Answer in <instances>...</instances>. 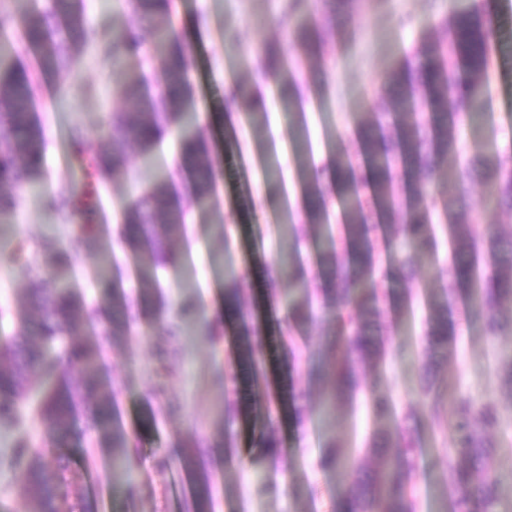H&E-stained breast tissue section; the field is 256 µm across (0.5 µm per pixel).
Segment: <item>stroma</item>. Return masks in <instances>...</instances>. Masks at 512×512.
Instances as JSON below:
<instances>
[{
    "instance_id": "1",
    "label": "stroma",
    "mask_w": 512,
    "mask_h": 512,
    "mask_svg": "<svg viewBox=\"0 0 512 512\" xmlns=\"http://www.w3.org/2000/svg\"><path fill=\"white\" fill-rule=\"evenodd\" d=\"M464 0H362L348 20V38L328 41L319 55L296 72L301 107L291 110L274 86L251 68V57L265 45L281 46L285 33L279 19L288 0H172L171 16L194 31L190 85L194 110L211 116L202 130L220 177L214 203L194 216L193 230L173 239L180 256L176 267L137 278L135 262L117 246L116 226L122 209L136 190L172 171L180 157V132L172 130L154 152L153 169H144L138 154H130L124 173L99 189L98 238L93 250L78 255L59 276L87 299L108 289L153 290L154 307L172 319L180 309L189 318L218 320L215 339L187 335L170 342L168 336L141 334L117 337L104 352V375L119 385L117 425L135 439L139 449L136 496L105 482L108 460L88 464L82 449L69 450L71 474L91 504V512H182L188 485L182 472L157 468L159 455L179 461L187 446L206 439L219 445L214 468L223 477L215 512H332L339 488L335 473L324 470L321 456L332 439L345 448L363 447L377 426L365 398L354 408L338 409L335 417L318 413L319 383L310 381L312 361L304 356L308 344L319 343L333 314L318 308L306 335L287 341L282 334L288 311L287 278L270 285L267 272L281 250L294 246L292 225L305 223V182L302 166H321L322 188L332 185L338 153L357 154V125L379 109L384 80L396 68L414 61L429 18L453 13ZM491 17L497 36L491 46L490 94L483 131L461 127L458 153L435 173L432 195L445 194L449 168L477 155L512 163V0H479ZM86 19L97 40L78 56L73 76L42 73L37 78V113L43 126L45 179L58 193L79 180L81 171L71 153L70 131L81 126L86 147H100V128L112 113L122 110L129 74L153 53L144 42L138 53H125L122 66L112 64L117 30L135 27L127 0H83ZM242 91L238 106H224L226 78ZM92 93H85V86ZM263 95L267 112L259 129L246 113L252 96ZM68 236L73 228L61 223L41 194L27 193L16 207L0 214V336L11 333L28 312L30 281L10 258L24 244L30 258H39V241L48 229ZM414 296L402 313L385 310L382 322L390 329L393 350L386 362L371 370L379 390L393 400L417 443L416 494L419 512H445L444 483L448 450L453 445L447 420L430 416L420 390L422 338L430 303L448 277L447 243L435 258H420ZM253 270L244 279L243 297L256 314L263 339L256 348L266 360L264 373L243 375L234 359L239 328L222 321L224 273ZM458 345L441 375L450 390L478 401H497L501 425L489 469L512 474V399L501 391L495 375L499 360L512 355V335L492 338L483 331L475 308L457 304L454 313ZM174 358H166L170 347ZM169 363L164 399L150 392L156 369ZM223 369V387L214 384ZM307 395L309 415L297 420L293 394ZM233 403L239 418L226 428L221 401ZM278 420L282 450L272 462L264 444L269 417Z\"/></svg>"
}]
</instances>
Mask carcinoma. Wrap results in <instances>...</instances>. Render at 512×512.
<instances>
[{"label":"carcinoma","mask_w":512,"mask_h":512,"mask_svg":"<svg viewBox=\"0 0 512 512\" xmlns=\"http://www.w3.org/2000/svg\"><path fill=\"white\" fill-rule=\"evenodd\" d=\"M129 5L138 29L122 32L118 42L135 52L140 32H146L164 75L163 86L150 93L143 73H134L126 91V107L112 113L104 143L96 153L85 151L83 132L74 129L71 142L83 179L48 203L75 231L65 240L44 239L47 267L37 274L24 246L16 249L19 269L31 281L30 315L13 335L0 341V426L21 425L29 411L44 426L46 446L35 449L19 440L0 455V466L22 472L15 494L26 503L27 512H89L61 449L82 443L91 434L95 435L92 454H109L112 471L126 476V494L132 496L138 489L132 478L138 449L114 426L120 389L102 376L101 349L90 347L78 335L87 328L101 342L109 343L138 324L149 301L144 296L118 298L106 292L89 302L55 274L56 267L96 240V209L90 202L94 183L124 172L132 149L148 163L169 125H190L192 56L190 47L173 36L170 0H129ZM354 8L355 0H327L323 22L317 27L308 16L307 0H289L281 17L288 46L257 51L254 70L296 89V68L318 51L322 27L335 35L336 11L349 15ZM14 27L21 43L34 54L33 69L16 58L9 37ZM440 28L450 30L452 37L423 39L417 47L416 65L408 64L387 76L382 113L359 131L360 159L336 157L340 236L332 233L330 206L318 172L304 176L307 222L326 233L318 254L316 288H309L302 266L288 267V278L296 288L288 301L285 333L292 336L311 323L316 302L335 311L333 323L313 352L317 363L312 370L315 379H326L320 398L331 410L353 405L364 391L367 368L382 364L388 356L379 323L383 310L408 305V285L417 277L415 258L432 255L438 248L425 188L435 168L456 152L459 129L482 117L484 76L495 39L492 23L472 0L443 19ZM95 38L96 32L85 21L82 0H49L46 8L35 7L16 21L0 18V213L13 209L17 198L43 180V131L34 109L35 71L70 69L72 50L87 49ZM264 116V98H252L250 123L259 125ZM215 180L203 133L189 132L182 142L178 170L138 192L123 208L118 237L139 269L147 272L175 265L170 237L185 227L190 210L201 214L208 210ZM476 181L492 186L491 207L512 211V171L502 163L474 157L460 170L448 171L442 216L451 246V269L423 336L420 386L433 416H440L445 405H450L448 425L455 434L456 459L448 461L449 512H492L504 493L512 494V485L487 467L498 447L494 434L501 416L496 405L449 393L438 375V368L448 362L457 344L455 322L450 318L456 299L479 307L488 335L512 334V236L491 234L478 241L476 214L464 203L469 186ZM379 227L390 231L391 244L401 254L397 264L381 276L376 271L373 237ZM240 282L235 272L225 273V315L240 328L238 363L258 371L263 366L253 350L258 330L252 311L242 302ZM178 331L162 315L152 316L141 326L145 336L165 334L173 339ZM55 343L60 345L57 375L43 389L39 380L46 369L44 348ZM496 376L502 392L512 399V358L497 367ZM368 401L382 423L367 448L374 465L349 461L336 440L329 443L321 459L325 469L346 478L336 495L334 512H418L415 440L401 423L391 398L370 391ZM214 451L213 445L199 442L179 463L189 477L185 501L189 512H213L218 473L209 466V454Z\"/></svg>","instance_id":"1"}]
</instances>
